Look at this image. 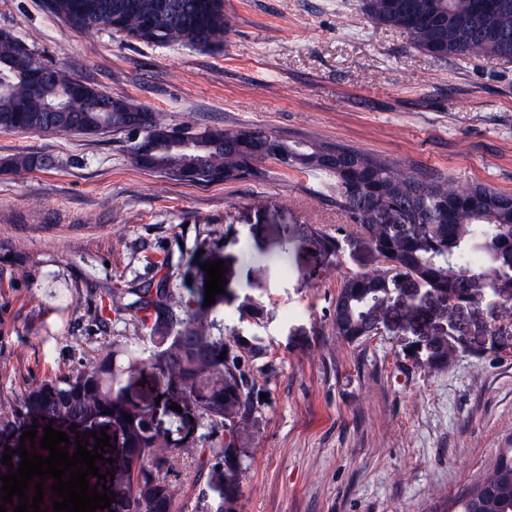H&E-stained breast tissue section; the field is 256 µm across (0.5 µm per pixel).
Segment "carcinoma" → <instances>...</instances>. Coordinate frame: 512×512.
Returning a JSON list of instances; mask_svg holds the SVG:
<instances>
[{
  "mask_svg": "<svg viewBox=\"0 0 512 512\" xmlns=\"http://www.w3.org/2000/svg\"><path fill=\"white\" fill-rule=\"evenodd\" d=\"M158 0H45L49 13L84 30H100L97 18L110 15L115 26L109 33L124 35L155 46L207 47L224 42L229 27L224 0H182L183 10L174 20L156 13ZM403 0H363L365 15L376 24L403 30L418 50L438 59L478 55L488 60L512 59V12L493 10L496 0H417L425 5L413 22L400 7ZM448 15L437 28L435 17ZM45 69L49 78L36 85L30 74ZM0 129L40 134L53 132L100 135L125 132L133 116L147 118L154 134L148 170L184 179L188 157L173 148L165 132V115L128 99H116L110 112L93 106L99 89L82 82L61 64L45 60L19 38L0 31ZM59 102L66 112H53ZM222 144L201 146L196 164L219 182L233 183L248 176L266 177L265 165L283 172L324 174L332 181L331 203L350 223L362 228L378 265L343 279L332 305L331 323L336 336L349 344L370 338V327L387 297L411 278L450 300L460 296L463 271L479 275L493 292L512 300V193L472 184L461 187L447 179L426 180L386 157L370 156L346 145L293 140L288 163L262 151L247 137V128L221 129ZM35 159L19 155L0 161L16 174L27 172ZM400 214L402 222L390 224L384 214ZM136 308L153 347L114 339L109 349L59 379L25 392L20 408L47 419L62 417L78 427L99 419L122 432L126 469L123 476L133 488L128 512H172L174 493L162 475L170 461L186 455L205 467L206 456L215 466L239 464L242 428L255 423L259 409L254 401L253 367L265 358L264 337L224 335L218 310L201 302L193 305L176 295L167 282L146 288L133 303L125 293L109 297V310ZM456 349L441 338L420 339L411 348L415 365L441 369ZM224 360H219V356ZM156 363L168 379L173 394L194 402L209 433L224 435V448L176 446L148 429L137 406L116 389L126 371ZM111 413H106V410ZM132 416V421L124 415ZM443 512H512V458L496 455L489 471L454 499Z\"/></svg>",
  "mask_w": 512,
  "mask_h": 512,
  "instance_id": "obj_1",
  "label": "carcinoma"
}]
</instances>
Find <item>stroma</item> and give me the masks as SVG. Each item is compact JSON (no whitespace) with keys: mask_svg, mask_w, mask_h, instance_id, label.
I'll return each instance as SVG.
<instances>
[{"mask_svg":"<svg viewBox=\"0 0 512 512\" xmlns=\"http://www.w3.org/2000/svg\"><path fill=\"white\" fill-rule=\"evenodd\" d=\"M362 0H224V42L166 48L83 32L43 0H0V30L170 125L247 126L283 139L340 143L405 169L512 193V59H435L402 30L367 19ZM127 135L0 130V455L32 426L23 394L70 374L113 338L140 330L102 313L109 293L167 280L204 298V262L227 270L215 302L224 331L265 338L260 414L239 467L172 461L173 512L199 493L227 512H431L512 448V301L473 289L450 301L407 280L381 331L350 344L329 313L340 282L370 269L363 234L316 177L269 165L266 180L200 186L134 166ZM344 229L332 263L322 234ZM449 335L448 367L413 366L419 337ZM119 388L151 409L170 443L219 447L198 412L175 410L158 371Z\"/></svg>","mask_w":512,"mask_h":512,"instance_id":"1","label":"stroma"}]
</instances>
